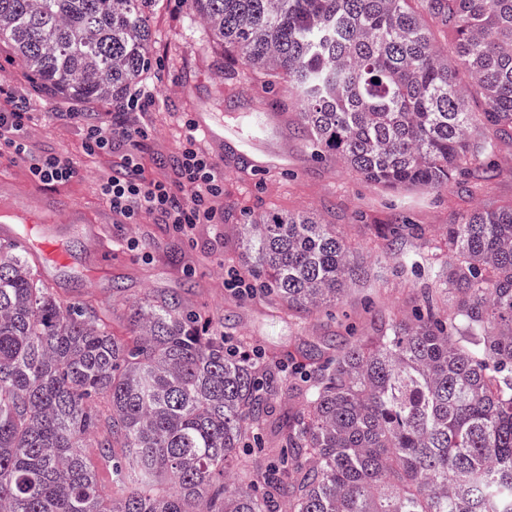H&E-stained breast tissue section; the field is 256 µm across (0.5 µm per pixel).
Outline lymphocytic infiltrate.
<instances>
[{
  "mask_svg": "<svg viewBox=\"0 0 512 512\" xmlns=\"http://www.w3.org/2000/svg\"><path fill=\"white\" fill-rule=\"evenodd\" d=\"M32 105L0 83V148L11 149L26 166L32 180L54 186L79 175L76 163L59 153H32L22 138ZM148 128L136 120L91 122L85 126L82 152L95 157L111 154L114 144L124 151L97 186L118 223L137 224L144 218L166 225L174 234L190 236L200 224H220L224 210V181L213 156L198 145L194 133L185 134L173 164V175L157 179L146 175L140 149Z\"/></svg>",
  "mask_w": 512,
  "mask_h": 512,
  "instance_id": "1",
  "label": "lymphocytic infiltrate"
}]
</instances>
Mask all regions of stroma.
I'll use <instances>...</instances> for the list:
<instances>
[{
  "label": "stroma",
  "instance_id": "stroma-1",
  "mask_svg": "<svg viewBox=\"0 0 512 512\" xmlns=\"http://www.w3.org/2000/svg\"><path fill=\"white\" fill-rule=\"evenodd\" d=\"M152 56L156 67L144 79L156 86L157 101L148 106L142 120L149 131L141 155L152 176L171 171L180 134L187 132L194 113L210 112L228 126L262 121L269 107L252 79L225 69L223 56L213 44L205 24L189 9L186 0H171L153 14ZM280 97L288 101L283 126L269 127L267 144L287 151V169L243 177L224 171L225 210L263 215L268 209L303 214L335 225L353 253L368 266L371 278L351 290L336 309L335 318L316 312L291 320L258 298H242L224 286L229 259L245 264L240 229L235 225L201 224L182 246L180 260L170 253V236L164 225L116 224L108 204L95 191L111 165L110 157L82 161L79 176L68 184L50 188L30 181L24 164L0 155V172L10 180L12 203L35 193L50 192L77 204L101 223L99 254L85 252L78 233L68 245L88 263L86 272H41L57 296L65 301L94 298L105 309L125 316L129 304L147 294L184 292L186 278L195 287L185 300L223 327L225 335L248 337L255 351L278 353L287 358L290 349L304 343L340 344L345 325L363 330L372 312L406 318L417 305L419 288L428 280L421 259L442 237L455 212L476 206L512 204V141L497 140L496 174L490 178L457 180L435 190H392L367 181L340 161L319 162L295 134L300 103L288 83H280ZM74 105L64 99L37 101L24 138L37 153H64L80 159L83 131L80 124L64 120ZM412 232L390 241L388 230L399 223ZM123 287L113 294V283Z\"/></svg>",
  "mask_w": 512,
  "mask_h": 512
}]
</instances>
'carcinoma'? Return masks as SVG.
<instances>
[{
    "label": "carcinoma",
    "mask_w": 512,
    "mask_h": 512,
    "mask_svg": "<svg viewBox=\"0 0 512 512\" xmlns=\"http://www.w3.org/2000/svg\"><path fill=\"white\" fill-rule=\"evenodd\" d=\"M187 2L265 93L288 80L314 156L370 182L439 189L494 170L476 125L512 139V0ZM162 6L0 0V41L35 96L122 112ZM224 221L293 319L367 276L333 224ZM443 257L412 318L288 354L292 385L178 295L134 302L118 333L0 242V512H512V205L455 214ZM88 448L111 464L108 493Z\"/></svg>",
    "instance_id": "obj_1"
}]
</instances>
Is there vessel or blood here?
Segmentation results:
<instances>
[{
  "instance_id": "obj_1",
  "label": "vessel or blood",
  "mask_w": 512,
  "mask_h": 512,
  "mask_svg": "<svg viewBox=\"0 0 512 512\" xmlns=\"http://www.w3.org/2000/svg\"><path fill=\"white\" fill-rule=\"evenodd\" d=\"M195 126L224 167L253 174L277 170V162L265 150L262 130L246 134L216 122L205 112L196 114ZM56 224L83 225L87 249L93 251L99 247L101 235L97 225L85 222L81 209L73 205L46 200L40 209L24 216L18 223L14 222L12 214L0 212V235L25 244L44 261L63 264L68 260L67 250L63 243L51 236V229Z\"/></svg>"
}]
</instances>
